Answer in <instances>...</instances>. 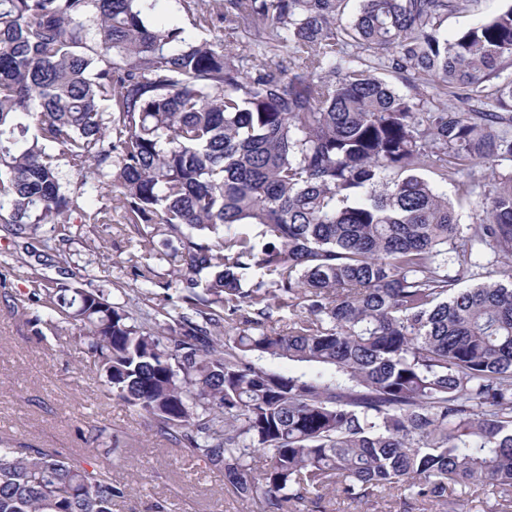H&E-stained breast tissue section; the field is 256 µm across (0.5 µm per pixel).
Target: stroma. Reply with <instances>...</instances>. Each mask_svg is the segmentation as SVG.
I'll use <instances>...</instances> for the list:
<instances>
[{"mask_svg":"<svg viewBox=\"0 0 512 512\" xmlns=\"http://www.w3.org/2000/svg\"><path fill=\"white\" fill-rule=\"evenodd\" d=\"M180 239L160 224L137 235L126 224L84 227L63 251L42 250L38 258L45 276L64 282L76 269H86L93 286L124 291L118 302H130L141 288L157 296L169 294L174 279V254ZM14 247L0 239V440L17 448H42L88 466L107 467L126 495L112 512H252L224 481V471L188 455L181 446L137 408L112 399L102 386L94 359L75 342L77 329L50 326L49 315L33 322L16 304L31 285L25 268L9 259ZM155 271L152 284L139 275L144 266ZM187 288L171 292L187 295ZM103 431L104 444L86 443L89 430ZM431 505L401 490L369 503L329 492L320 508L304 512H430Z\"/></svg>","mask_w":512,"mask_h":512,"instance_id":"obj_1","label":"stroma"}]
</instances>
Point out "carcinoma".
Instances as JSON below:
<instances>
[{
	"label": "carcinoma",
	"mask_w": 512,
	"mask_h": 512,
	"mask_svg": "<svg viewBox=\"0 0 512 512\" xmlns=\"http://www.w3.org/2000/svg\"><path fill=\"white\" fill-rule=\"evenodd\" d=\"M153 2L0 0V236L34 301L79 329L110 396L262 512L331 487L443 506L450 484L491 486L509 512L512 5L448 39L461 0H362L349 18V0H180L209 40L149 21ZM63 164L109 187L136 234L181 236L190 312L160 314L146 290L138 320L25 260L73 240L75 211L111 222ZM472 166L505 174L463 226L423 173ZM466 276L480 283L455 290ZM274 306L286 333L267 328ZM124 495L99 466L0 443V512H112Z\"/></svg>",
	"instance_id": "carcinoma-1"
}]
</instances>
